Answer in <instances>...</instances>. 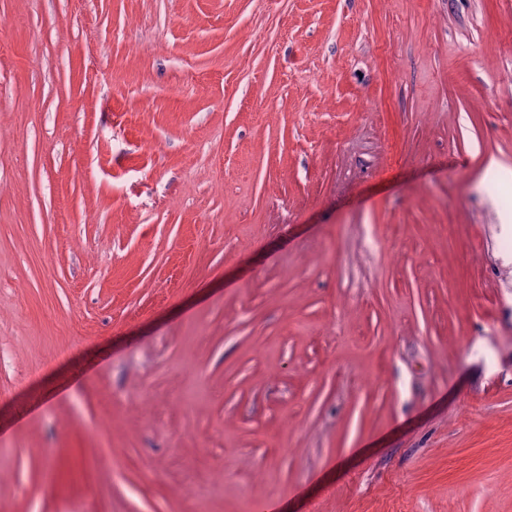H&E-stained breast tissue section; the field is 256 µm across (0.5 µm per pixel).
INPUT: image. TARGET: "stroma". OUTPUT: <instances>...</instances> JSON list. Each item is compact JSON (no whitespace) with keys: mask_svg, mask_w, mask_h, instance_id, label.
<instances>
[{"mask_svg":"<svg viewBox=\"0 0 512 512\" xmlns=\"http://www.w3.org/2000/svg\"><path fill=\"white\" fill-rule=\"evenodd\" d=\"M508 241L512 0H0V512H512Z\"/></svg>","mask_w":512,"mask_h":512,"instance_id":"stroma-1","label":"stroma"}]
</instances>
